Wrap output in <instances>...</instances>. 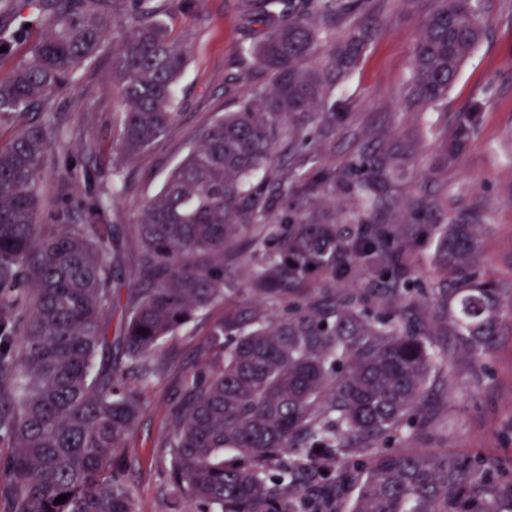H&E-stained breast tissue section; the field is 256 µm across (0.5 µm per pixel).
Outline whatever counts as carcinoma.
Returning a JSON list of instances; mask_svg holds the SVG:
<instances>
[{
  "mask_svg": "<svg viewBox=\"0 0 512 512\" xmlns=\"http://www.w3.org/2000/svg\"><path fill=\"white\" fill-rule=\"evenodd\" d=\"M250 0L255 41L239 47L274 76L271 93L245 99L214 119L144 205L135 225L142 286L125 298L118 344L123 361L95 367L112 312V261L120 243L105 224H65L42 236L44 156L56 137L52 110L77 72L104 45L114 14L113 73L121 108L112 185L87 208L97 218L126 190L124 166L176 127V84L189 57L172 36L177 0H26L41 38L0 79V463L18 512H134L113 456L125 448L141 406L140 385L155 369L158 344L224 299V254L255 268L252 291L287 299L268 321L250 311L216 324L224 365L192 381L176 409L170 473L197 512H305V492L330 495L326 512H512V470L477 455L409 448L420 436L438 367L425 334L402 309L372 308L375 285L397 287L411 271L407 248L375 217L397 209L395 190L413 147L366 150L347 174L300 186L304 199L325 187L357 200L338 224L295 207L269 224L251 178L271 162L273 142L293 139L312 119L331 131L342 120L332 91L357 66L378 31L369 0ZM15 0H0V58L25 29L13 26ZM481 0H435L414 45L408 108L443 106L482 34ZM478 108L456 114L441 133L436 169L457 164ZM247 254L231 251L249 229ZM470 224L437 229L434 260L446 288L435 298L448 334L488 353L501 318L499 289L476 270ZM363 268L365 287L291 300L292 287L321 272L342 274L336 257ZM24 308V322L11 314ZM145 332H139V329ZM399 441L405 450H388ZM352 468L334 470L336 462ZM67 494L63 503L55 499Z\"/></svg>",
  "mask_w": 512,
  "mask_h": 512,
  "instance_id": "cac0c4a2",
  "label": "carcinoma"
}]
</instances>
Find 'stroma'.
<instances>
[{"mask_svg": "<svg viewBox=\"0 0 512 512\" xmlns=\"http://www.w3.org/2000/svg\"><path fill=\"white\" fill-rule=\"evenodd\" d=\"M379 32L358 67L335 91L346 117L332 134L318 121L305 124L298 139L279 140L268 172L257 173L261 203L271 222H279L300 204L284 196L278 182L289 168L310 175L343 172L371 143H391L417 136V151L398 187L399 207L382 216L394 225L413 256L409 280L398 292L410 323L425 327L433 347L449 342L448 329L435 307L441 282L434 273V227L474 225L481 244L480 270L496 281L503 308L512 307V0H482L488 19L481 40L463 65L443 109L409 110L403 92L411 77L412 50L433 0H370ZM246 0H183L169 23L174 37L189 48V61L178 86L179 122L164 140L124 168L127 190L107 212L104 222L122 248L115 257L112 289L126 296L140 281V257L133 245L134 226L145 202L157 194L168 172L196 144L205 127L239 101L271 89L273 77L238 48L254 39L246 18ZM480 104L472 141L451 168L429 171L428 159L440 145L439 132L457 112ZM118 90L112 80V48L79 71L73 89L58 98L52 115L61 134L44 159V203L39 224L53 234L70 212L85 223L83 204L96 183L112 173V142L119 129ZM97 144L85 154L83 143ZM79 161L77 179L59 189L57 175ZM234 289L157 347L150 362L154 378L142 388L136 426L123 451L114 458L134 512H190L192 505L168 474L172 417L193 375L223 359L209 342L212 326L225 313L260 310L284 315L286 304L258 300L249 291V272L235 269ZM421 448H445L512 461V316L504 317L492 350L475 357L455 348L442 365L424 409Z\"/></svg>", "mask_w": 512, "mask_h": 512, "instance_id": "obj_1", "label": "stroma"}]
</instances>
